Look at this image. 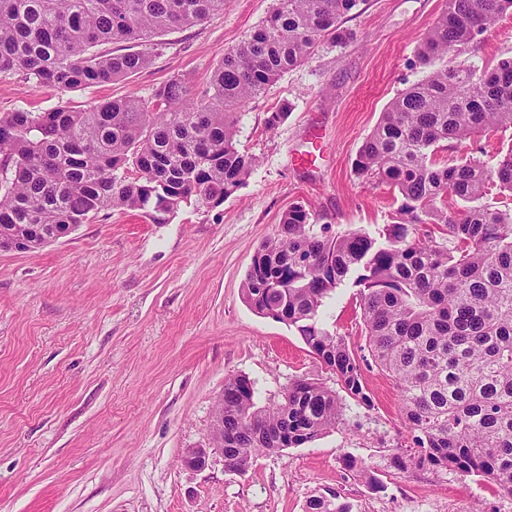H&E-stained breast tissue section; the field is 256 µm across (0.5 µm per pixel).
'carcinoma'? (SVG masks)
<instances>
[{
  "label": "carcinoma",
  "mask_w": 512,
  "mask_h": 512,
  "mask_svg": "<svg viewBox=\"0 0 512 512\" xmlns=\"http://www.w3.org/2000/svg\"><path fill=\"white\" fill-rule=\"evenodd\" d=\"M253 32L224 50L207 85L180 78L151 102L124 98L86 111L56 106L0 113V234L30 236L87 224L112 208L168 222L183 202L218 207L255 160L237 148L242 108L326 42L361 0H274ZM224 10V0H0V74L63 91L136 73L160 37ZM512 0H445L418 48L422 80L382 112L353 162L358 180L400 196L378 235H326L304 204L254 253L243 294L259 314L298 330L340 390L299 377L259 407L245 376L224 381V471L311 442L342 420L340 392L374 403L361 362L372 360L401 397L414 453L398 469L454 470L512 495V147L491 165L456 156L472 138L512 128V56L489 68L461 58ZM125 43L118 51L103 46ZM448 152L444 162L439 151ZM355 271L368 356L319 322L324 302ZM308 512H353L340 494Z\"/></svg>",
  "instance_id": "obj_1"
}]
</instances>
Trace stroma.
Returning a JSON list of instances; mask_svg holds the SVG:
<instances>
[{
  "mask_svg": "<svg viewBox=\"0 0 512 512\" xmlns=\"http://www.w3.org/2000/svg\"><path fill=\"white\" fill-rule=\"evenodd\" d=\"M273 3L227 0L222 14L165 35L144 69L109 83L62 93L2 75L0 113L148 101L174 77L201 88ZM443 4L361 0L343 23L349 42L321 46L250 100L237 139L257 163L221 206L184 203L165 224L109 209L39 250L0 252V512H307L336 490L354 512H512V496L493 483L395 467L411 436L397 388L373 366L364 376L374 409L345 401L342 421L316 440L258 455L243 475L226 473L217 452L201 471L180 464L184 449L211 447L227 377L253 381L261 406L297 377L335 386L295 328L244 302L243 281L295 203L334 233L394 222L395 193L359 181L352 162L381 112L422 79L416 51ZM510 55V14L465 53L479 67ZM284 103L287 118L267 131ZM313 128L323 149L305 167L297 156ZM355 292L337 288L320 321L360 350Z\"/></svg>",
  "mask_w": 512,
  "mask_h": 512,
  "instance_id": "1",
  "label": "stroma"
}]
</instances>
